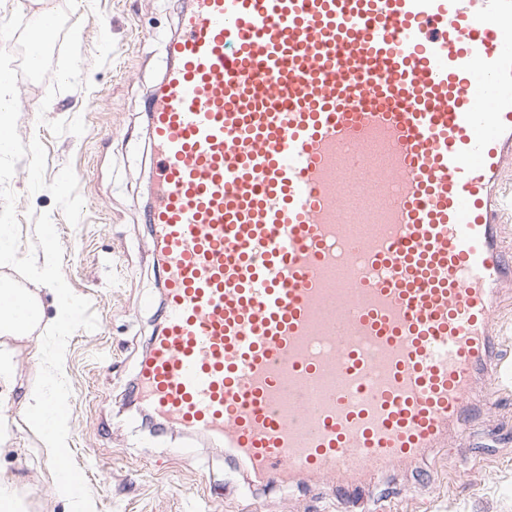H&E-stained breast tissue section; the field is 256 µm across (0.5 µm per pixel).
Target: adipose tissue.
<instances>
[{"mask_svg":"<svg viewBox=\"0 0 512 512\" xmlns=\"http://www.w3.org/2000/svg\"><path fill=\"white\" fill-rule=\"evenodd\" d=\"M7 299L28 308V317H18L2 308V301ZM43 317V307L35 293L6 286L0 280V339L26 337L31 327L40 325ZM63 401V396L50 383L26 389L21 399L22 410L30 427L38 434L42 447L59 462L65 458L68 432V419L59 409Z\"/></svg>","mask_w":512,"mask_h":512,"instance_id":"1","label":"adipose tissue"}]
</instances>
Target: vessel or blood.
<instances>
[{
  "label": "vessel or blood",
  "instance_id": "vessel-or-blood-1",
  "mask_svg": "<svg viewBox=\"0 0 512 512\" xmlns=\"http://www.w3.org/2000/svg\"><path fill=\"white\" fill-rule=\"evenodd\" d=\"M166 59L140 400L253 486L447 447L505 359L512 0H187ZM499 193L504 200V236L512 248V165L507 167L500 181Z\"/></svg>",
  "mask_w": 512,
  "mask_h": 512
}]
</instances>
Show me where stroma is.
<instances>
[{
	"label": "stroma",
	"mask_w": 512,
	"mask_h": 512,
	"mask_svg": "<svg viewBox=\"0 0 512 512\" xmlns=\"http://www.w3.org/2000/svg\"><path fill=\"white\" fill-rule=\"evenodd\" d=\"M184 0H79L70 15L80 25L82 78L89 88L44 97L48 82H27L20 92L45 116L20 113L23 142L46 149V181L72 165L84 201L70 225L49 191H28L27 161L9 186L17 195L20 254L34 241V217L50 213L63 248V275L91 302L96 330L74 332L63 372L71 388L66 459L85 485L89 512H345L331 490L301 482L251 488L220 443L164 428L142 426L130 404L139 361L159 320V268L149 249L144 211L150 201L152 154L145 102L160 82L165 45L177 32ZM82 117L81 136L53 135L54 120ZM507 352L500 391L479 415L450 436L447 447L407 469L392 467L363 492L358 512L381 501L385 512H512V313L499 322ZM43 332L18 345L16 397L4 415L10 439L0 446V476L24 490L28 512H72L56 497L54 465L21 412L18 395L34 385Z\"/></svg>",
	"instance_id": "35a3bbf8"
}]
</instances>
